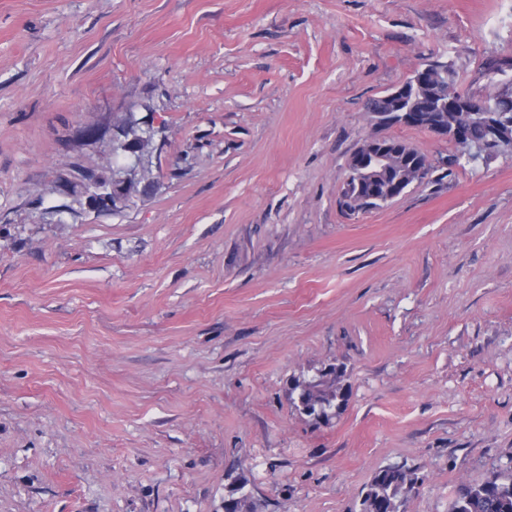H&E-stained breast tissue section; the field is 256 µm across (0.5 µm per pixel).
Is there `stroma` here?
Returning a JSON list of instances; mask_svg holds the SVG:
<instances>
[{
    "label": "stroma",
    "mask_w": 512,
    "mask_h": 512,
    "mask_svg": "<svg viewBox=\"0 0 512 512\" xmlns=\"http://www.w3.org/2000/svg\"><path fill=\"white\" fill-rule=\"evenodd\" d=\"M437 58L501 90L512 0H0V512H361L387 466L448 512L512 472V152L367 112ZM129 113L154 191L89 211L58 184ZM378 133L434 171L346 212ZM333 369L331 373L321 371L312 380L297 383L296 388L301 387V392L296 407L301 414L329 420L344 405L338 400L339 377L336 376V368Z\"/></svg>",
    "instance_id": "35a3bbf8"
}]
</instances>
